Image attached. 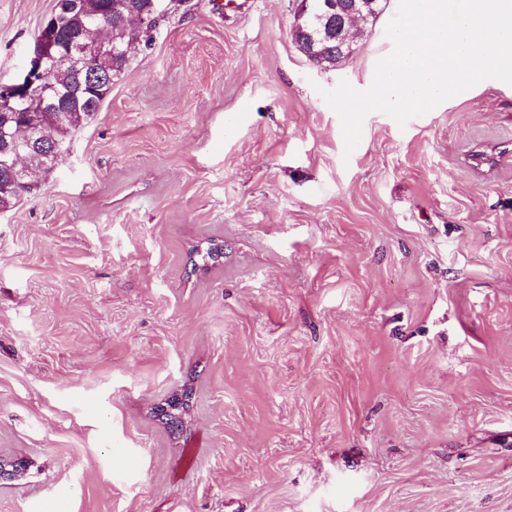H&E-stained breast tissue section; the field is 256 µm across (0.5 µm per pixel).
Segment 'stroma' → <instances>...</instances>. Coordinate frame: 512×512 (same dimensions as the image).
<instances>
[{
    "label": "stroma",
    "instance_id": "stroma-1",
    "mask_svg": "<svg viewBox=\"0 0 512 512\" xmlns=\"http://www.w3.org/2000/svg\"><path fill=\"white\" fill-rule=\"evenodd\" d=\"M171 0L0 212V512H512V85L344 156L299 0ZM54 0H0V82ZM190 385L183 436L151 408Z\"/></svg>",
    "mask_w": 512,
    "mask_h": 512
}]
</instances>
